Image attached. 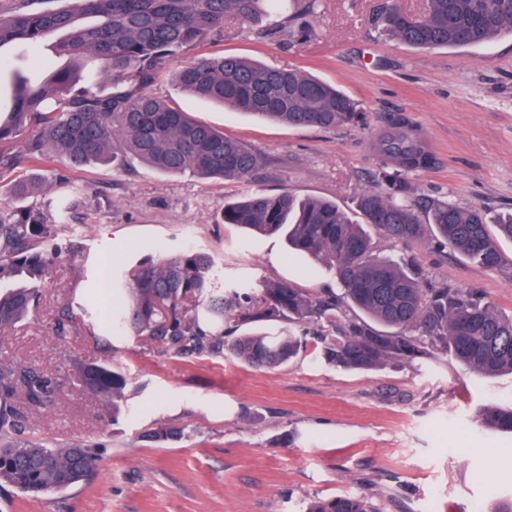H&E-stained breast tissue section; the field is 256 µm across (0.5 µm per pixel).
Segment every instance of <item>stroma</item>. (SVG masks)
<instances>
[{
  "label": "stroma",
  "mask_w": 512,
  "mask_h": 512,
  "mask_svg": "<svg viewBox=\"0 0 512 512\" xmlns=\"http://www.w3.org/2000/svg\"><path fill=\"white\" fill-rule=\"evenodd\" d=\"M382 0H314L313 32L297 40L270 20L232 23L221 38L184 51L152 90L193 118L223 130L264 156L247 183L169 175L141 164L58 173L81 195L59 225L60 246H80L83 265L60 264L40 306L0 336V357L48 374L90 362L125 370L120 412L94 394L65 389L57 406L34 414L27 439L95 448L93 477L60 493L32 496L0 487V512H303L310 499L365 496L379 512H498L512 503V433L478 427L485 405H512V375L489 376L440 354L423 369L391 362L341 371L318 357L315 341L283 368H253L221 353L185 356L137 336H115L95 323L97 266L127 267L144 256L161 262L187 250L210 255L227 286L285 280L312 294L334 287L324 268L289 251L280 235L255 237L220 223L227 203L262 189L320 197L354 211L363 192L409 187L419 216L435 203L512 211V36L490 43L416 49L377 23ZM61 32L39 43L0 48L12 74L39 76L56 57ZM227 54L296 69L336 85L364 115L332 130L262 121L181 93L171 80L202 55ZM414 129L429 162L398 168L375 143L392 120ZM377 252L400 254L433 282L478 290L512 315V242L503 265L487 270L428 239L395 244L376 237ZM76 332L54 335L63 305ZM165 428L175 436L148 439Z\"/></svg>",
  "instance_id": "35a3bbf8"
}]
</instances>
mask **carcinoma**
<instances>
[{"instance_id":"1","label":"carcinoma","mask_w":512,"mask_h":512,"mask_svg":"<svg viewBox=\"0 0 512 512\" xmlns=\"http://www.w3.org/2000/svg\"><path fill=\"white\" fill-rule=\"evenodd\" d=\"M293 6L292 17L288 0H67L59 8L0 12V48L63 30L56 54L74 66L87 55L98 58L111 84L107 92L79 87L74 70L51 65L36 79L15 78L8 112H0V167L21 162L51 173L60 160L77 167L136 159L164 174L251 179L263 166L258 152L193 119L150 87L170 57L222 36L230 20L283 16L298 37L310 36L311 3L293 0ZM82 16L99 22L81 25ZM380 18L410 47L481 45L512 34V0H428L418 17L407 15L399 0H383ZM174 81L200 99L290 127L331 129L361 119L356 102L335 86L237 56L200 57L182 66ZM18 137L23 148L16 155L10 145ZM380 147L407 170L428 162L420 137L405 126L388 132ZM48 188L56 192L53 209L0 208V331L34 311L40 287L60 258L82 262V252L56 242L57 225L79 202L62 178L35 175L12 183L7 193L22 201ZM406 196L401 181L384 194L361 193L359 222L326 199L255 190L225 206L223 223L284 235L289 247L332 272L337 289L314 296L286 280H263L255 292L226 288L203 254L186 251L164 262L148 256L127 281L109 265L99 268L103 322L177 354L224 350L259 369L287 365L310 335L322 344V359L345 371H371L394 361L422 367L449 352L482 373L512 374V316L499 314L475 290L434 284L409 263L376 254L372 235L375 230L403 243L428 232L434 246L496 270L503 262L499 241H512V213L490 218L473 207L444 203L423 222ZM248 325L250 331L238 333ZM66 384L110 398L115 406L127 377L107 363L53 376L0 358L1 484L28 494L60 492L96 469L93 448L3 442L21 431L29 414L54 409ZM475 418L484 428L512 432V405L482 407ZM306 512L378 509L364 497L340 495L314 499Z\"/></svg>"}]
</instances>
